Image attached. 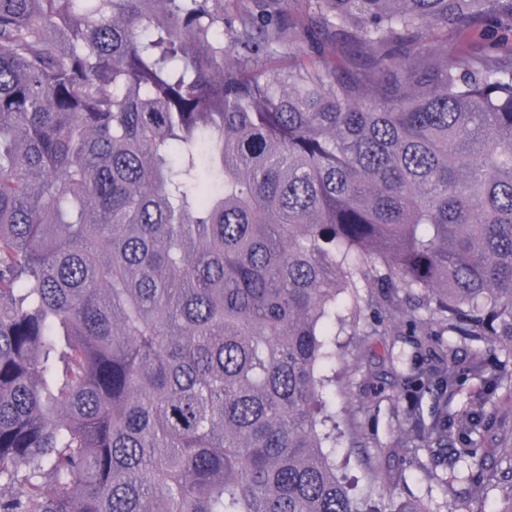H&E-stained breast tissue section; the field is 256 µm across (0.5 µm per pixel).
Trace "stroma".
Instances as JSON below:
<instances>
[{
    "mask_svg": "<svg viewBox=\"0 0 512 512\" xmlns=\"http://www.w3.org/2000/svg\"><path fill=\"white\" fill-rule=\"evenodd\" d=\"M336 313V357L323 362L320 375L329 381L324 400L338 426L330 457L338 475L354 482L355 496L372 498L383 512L413 502L445 512L451 501L464 503L468 512H499L512 498V481L502 476L512 465V338H456V356L444 363L419 350L407 324H383L366 336L370 318H353L350 299L339 298ZM423 369L452 372V445L479 441L484 471L466 458H439L425 447L407 450L409 414L430 417L435 397L414 384L396 394L391 384L395 376L413 377Z\"/></svg>",
    "mask_w": 512,
    "mask_h": 512,
    "instance_id": "stroma-1",
    "label": "stroma"
}]
</instances>
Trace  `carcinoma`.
Listing matches in <instances>:
<instances>
[{"mask_svg": "<svg viewBox=\"0 0 512 512\" xmlns=\"http://www.w3.org/2000/svg\"><path fill=\"white\" fill-rule=\"evenodd\" d=\"M294 2L0 0V512H382L337 298L512 335V0Z\"/></svg>", "mask_w": 512, "mask_h": 512, "instance_id": "cac0c4a2", "label": "carcinoma"}]
</instances>
